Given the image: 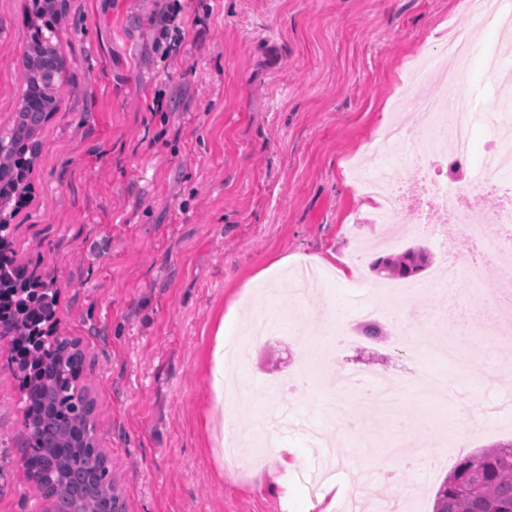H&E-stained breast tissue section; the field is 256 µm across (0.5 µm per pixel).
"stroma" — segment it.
I'll return each instance as SVG.
<instances>
[{
  "label": "stroma",
  "instance_id": "35a3bbf8",
  "mask_svg": "<svg viewBox=\"0 0 512 512\" xmlns=\"http://www.w3.org/2000/svg\"><path fill=\"white\" fill-rule=\"evenodd\" d=\"M170 8L177 27L163 40L159 19ZM26 12L27 0H0L2 128L22 91ZM457 31L473 38L470 63L444 91L486 96V48L500 33L479 26L469 0H68L60 37L69 90L40 135L9 242L17 267L58 289L54 333L86 355L80 382L127 512H321L307 423L337 450L334 512L352 502L351 466L374 470L411 512H433L457 459L426 467L394 450L411 440L439 455L448 410L408 383L400 399L413 425L402 433L375 420L358 393L330 395L321 381L399 367L390 339L424 317L437 345L474 358L461 373L428 351L418 371L446 374L463 391L461 409L480 418L503 371L493 271L462 285L453 309L440 290L411 295L400 321L384 319L388 341L306 371L295 330L317 337L337 323L325 306L278 287L297 256L321 258L330 275L322 292L354 337L353 282H378V259L423 247L431 265L416 279L431 278L443 259L434 240L407 212L408 236L383 245L388 229L371 223L352 168L395 119L400 95L429 90L416 72L422 44ZM254 312L285 330L250 342ZM219 344L244 351L237 426L250 446L265 445L262 463L231 467L212 449ZM13 356L0 340V512H45L22 467Z\"/></svg>",
  "mask_w": 512,
  "mask_h": 512
}]
</instances>
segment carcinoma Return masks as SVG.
Masks as SVG:
<instances>
[{"label": "carcinoma", "instance_id": "carcinoma-1", "mask_svg": "<svg viewBox=\"0 0 512 512\" xmlns=\"http://www.w3.org/2000/svg\"><path fill=\"white\" fill-rule=\"evenodd\" d=\"M29 2L24 89L8 128L0 132V225L6 226L64 86L55 19L66 0ZM424 267V254L411 249L375 264L378 274L393 279L411 278ZM55 307V290L25 286L12 260L0 251V336L27 348V358L18 361L17 369L24 384L31 478L49 501L48 512H120L110 495L106 458L94 438V405L77 383L83 351L73 341L47 336L43 330ZM359 331L375 342L387 337L376 321L360 323ZM434 512H512V442L461 460L439 487Z\"/></svg>", "mask_w": 512, "mask_h": 512}]
</instances>
